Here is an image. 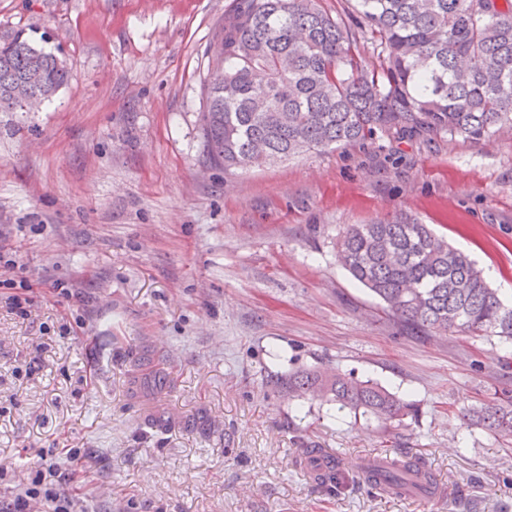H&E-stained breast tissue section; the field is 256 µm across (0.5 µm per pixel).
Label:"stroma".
Listing matches in <instances>:
<instances>
[{
  "instance_id": "35a3bbf8",
  "label": "stroma",
  "mask_w": 512,
  "mask_h": 512,
  "mask_svg": "<svg viewBox=\"0 0 512 512\" xmlns=\"http://www.w3.org/2000/svg\"><path fill=\"white\" fill-rule=\"evenodd\" d=\"M233 0H0L68 83L0 112V498L55 451L79 512H512V437L462 413L512 392V344L415 336L336 259L337 233L403 214L512 299V132H380L235 174L205 164L207 48ZM64 282L69 296L53 285ZM320 368L418 405L385 432L271 374ZM342 459L318 480L307 449ZM406 456L434 489L391 495L361 464Z\"/></svg>"
}]
</instances>
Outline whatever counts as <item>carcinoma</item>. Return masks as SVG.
I'll return each mask as SVG.
<instances>
[{
    "instance_id": "carcinoma-1",
    "label": "carcinoma",
    "mask_w": 512,
    "mask_h": 512,
    "mask_svg": "<svg viewBox=\"0 0 512 512\" xmlns=\"http://www.w3.org/2000/svg\"><path fill=\"white\" fill-rule=\"evenodd\" d=\"M380 68L357 53L356 32L320 0H234L210 42L201 85L206 162L234 172L335 150L379 131L446 132L480 141L512 125V0H356ZM50 99L68 80L63 62L20 35L0 45V111L22 110L13 86L31 75ZM346 271L415 335L450 332L512 342V303L427 224L400 216L351 224L336 238ZM275 382L298 399L326 398L384 425L419 408L372 380L303 369ZM512 435V396L463 414ZM419 463L394 459L367 481L400 490Z\"/></svg>"
}]
</instances>
